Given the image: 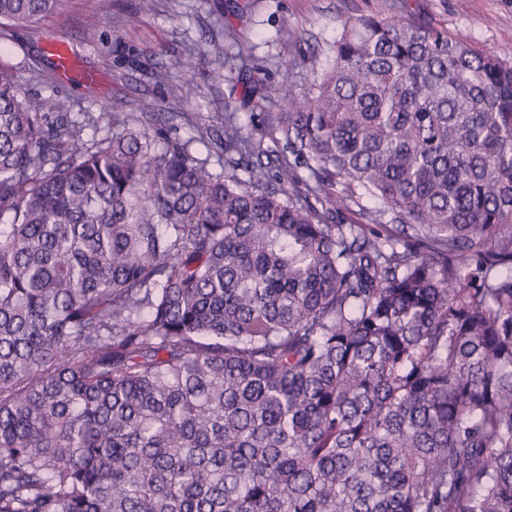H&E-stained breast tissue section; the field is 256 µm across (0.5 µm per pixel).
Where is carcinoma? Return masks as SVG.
<instances>
[{"instance_id": "cac0c4a2", "label": "carcinoma", "mask_w": 512, "mask_h": 512, "mask_svg": "<svg viewBox=\"0 0 512 512\" xmlns=\"http://www.w3.org/2000/svg\"><path fill=\"white\" fill-rule=\"evenodd\" d=\"M326 58L205 159L0 63V512H512V63L379 15Z\"/></svg>"}]
</instances>
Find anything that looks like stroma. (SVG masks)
Masks as SVG:
<instances>
[{"label":"stroma","instance_id":"1","mask_svg":"<svg viewBox=\"0 0 512 512\" xmlns=\"http://www.w3.org/2000/svg\"><path fill=\"white\" fill-rule=\"evenodd\" d=\"M402 16L447 29L474 48L512 61V0H61L55 12L23 26L0 20V63L12 67L25 91L48 99L52 111L74 118L117 113L147 132L156 149L169 136L196 143L198 125L233 107L262 126L276 101L251 92L254 81L300 86L311 57L352 16ZM64 41L87 69L102 74L93 89L58 80L45 45ZM195 51L193 71L178 66ZM170 71L156 84L155 70ZM158 112L173 113L170 125Z\"/></svg>","mask_w":512,"mask_h":512}]
</instances>
